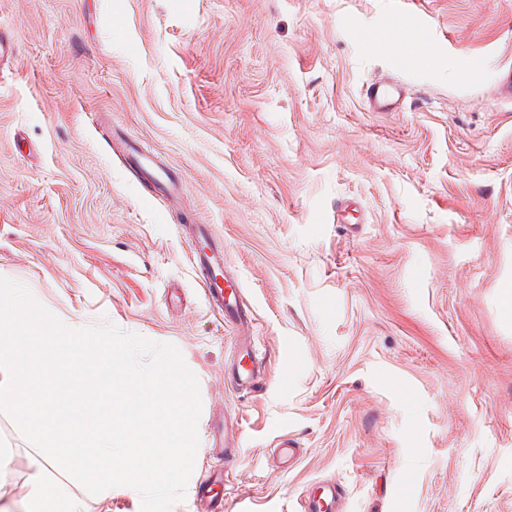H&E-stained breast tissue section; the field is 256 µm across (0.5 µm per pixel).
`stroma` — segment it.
Instances as JSON below:
<instances>
[{
	"mask_svg": "<svg viewBox=\"0 0 512 512\" xmlns=\"http://www.w3.org/2000/svg\"><path fill=\"white\" fill-rule=\"evenodd\" d=\"M416 2L392 35L387 0H0L17 42L0 277L77 328L179 349L202 411L173 512H212L197 490L228 411L245 443L221 512H300L320 481L341 512H512V101L492 72L512 66V0ZM376 76L409 87L402 111H367ZM130 137L181 173L170 216L143 202ZM187 216L254 312L255 389L224 378L234 331L205 302ZM0 442V499L18 502L37 450L4 412Z\"/></svg>",
	"mask_w": 512,
	"mask_h": 512,
	"instance_id": "35a3bbf8",
	"label": "stroma"
}]
</instances>
